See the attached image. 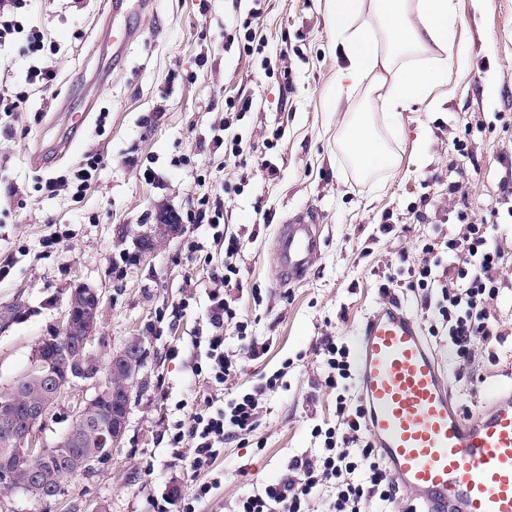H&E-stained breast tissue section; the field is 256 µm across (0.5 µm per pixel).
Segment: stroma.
<instances>
[{
  "mask_svg": "<svg viewBox=\"0 0 512 512\" xmlns=\"http://www.w3.org/2000/svg\"><path fill=\"white\" fill-rule=\"evenodd\" d=\"M258 18H249L252 6ZM454 45L463 58L417 102L379 124L395 167L359 173L341 145L349 112H380L376 95L357 88L339 109L329 93L342 65L326 0H152L130 19L109 18L108 0H26L15 17L39 29L50 51L29 54L23 33L0 43V86L27 98L24 111L0 112V305L21 303L0 332V388L24 368L39 341L54 334L71 289H102L95 351L108 358L140 338L145 364L132 387L121 448L87 476L70 482L52 512H153L190 486L185 452L163 439L164 424L182 419L213 389L196 375V346L208 321L213 273L237 274L226 289L238 320L265 354L238 370L221 390L245 392L262 375L291 366L262 401L258 428L226 439L203 480L221 485L199 512H235L238 499L277 480L289 459L315 448L314 426L336 422V393L325 383L320 337L356 350L366 315L390 288L413 314L418 294L384 283L401 254L417 258L437 227L453 228L457 211L476 221L497 216L491 235L505 255L496 276L501 339L480 342L472 377H458L451 352L436 343L449 386L466 411L512 377V0H453ZM130 23L137 42L113 57L98 81L96 47L104 22ZM250 22L257 51L229 42L224 30ZM52 70L51 84L30 82L33 68ZM248 111H240L242 102ZM89 112L85 132L65 158L39 169L30 159L69 134L71 116ZM239 147L244 163L227 154ZM102 158L90 188L48 193L46 179L68 176L87 154ZM224 201L225 237L241 241L226 255L206 224L182 218L204 197ZM319 215L321 256L299 281L282 285L273 240L288 214ZM179 232L137 260L135 238L161 217ZM393 225L384 233L383 225ZM56 235L60 242L46 247ZM202 243L192 253L188 241ZM189 299L181 318L173 303ZM78 382L40 426L55 445L79 402L92 397Z\"/></svg>",
  "mask_w": 512,
  "mask_h": 512,
  "instance_id": "1",
  "label": "stroma"
}]
</instances>
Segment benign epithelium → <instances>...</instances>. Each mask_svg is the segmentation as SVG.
Wrapping results in <instances>:
<instances>
[{
    "mask_svg": "<svg viewBox=\"0 0 512 512\" xmlns=\"http://www.w3.org/2000/svg\"><path fill=\"white\" fill-rule=\"evenodd\" d=\"M176 229L177 225L165 219L150 225L148 231L135 239L137 254L149 252L154 244L172 236ZM101 303L102 292L95 287L79 284L71 290L58 335L69 336L76 331L80 340L75 345L61 343L52 347L49 337H44L29 366L8 385L7 397L10 398L19 382L31 379L38 384V391L26 400L28 422L20 424L12 414L0 410V429L15 433L12 438L15 452L23 460L39 458L47 462L57 456V449L67 447L71 441L78 444L86 436L103 448L100 454H84L68 460L65 473L73 479L94 464L108 460L122 447L128 406L121 401V396L129 395L144 361L145 348L137 339L113 352L105 363L94 354ZM78 381H89L94 388L93 397L73 411L74 422L81 424V429H68L62 440L51 448L39 444L38 425L50 415L66 390ZM107 397L114 403L110 413L100 409L101 401ZM26 484L46 488L54 502L65 495L66 485L59 479L50 483L43 469L30 470Z\"/></svg>",
    "mask_w": 512,
    "mask_h": 512,
    "instance_id": "7a95c632",
    "label": "benign epithelium"
}]
</instances>
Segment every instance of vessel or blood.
<instances>
[{"mask_svg": "<svg viewBox=\"0 0 512 512\" xmlns=\"http://www.w3.org/2000/svg\"><path fill=\"white\" fill-rule=\"evenodd\" d=\"M320 252L314 212L276 237L279 283L300 280ZM356 395L366 429L405 512H512V381L467 413L418 318L401 301L374 309L359 331Z\"/></svg>", "mask_w": 512, "mask_h": 512, "instance_id": "vessel-or-blood-1", "label": "vessel or blood"}]
</instances>
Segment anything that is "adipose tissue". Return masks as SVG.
<instances>
[{
	"mask_svg": "<svg viewBox=\"0 0 512 512\" xmlns=\"http://www.w3.org/2000/svg\"><path fill=\"white\" fill-rule=\"evenodd\" d=\"M327 19L335 28L343 65L331 91L333 107H340L358 86L378 94L385 120L398 108L422 96L448 69L453 50L452 0H327ZM440 57L423 66L402 67V58L430 53ZM343 147L363 173L396 165L395 153L382 144L374 117L352 112L343 121Z\"/></svg>",
	"mask_w": 512,
	"mask_h": 512,
	"instance_id": "1",
	"label": "adipose tissue"
}]
</instances>
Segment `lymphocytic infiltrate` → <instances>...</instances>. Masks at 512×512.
Masks as SVG:
<instances>
[{
  "label": "lymphocytic infiltrate",
  "mask_w": 512,
  "mask_h": 512,
  "mask_svg": "<svg viewBox=\"0 0 512 512\" xmlns=\"http://www.w3.org/2000/svg\"><path fill=\"white\" fill-rule=\"evenodd\" d=\"M457 221L460 230L456 235L438 233L419 246L417 260L388 266L384 276L423 294L426 334L447 337L458 368L464 371L475 346L498 333L493 307L499 288L491 272L500 268L504 255L491 243L488 224L475 223L464 213L458 214ZM229 322L234 323L243 341L234 359L224 354V326ZM209 324L213 333L206 339L203 366L208 380L218 387L241 363L260 358L265 348L248 338L246 324L237 320L222 287L210 296ZM316 350L324 357L329 385L338 391L336 424L326 430L321 453L292 457L276 481L242 497L236 512H306L308 498L326 482L336 486L329 512H365L372 501L390 503L397 497L395 484L366 436L363 409L350 394L353 373L349 350L331 336L321 337ZM283 376L278 370L261 377L250 391L219 403L209 398L197 404L171 426L172 447L188 450L193 472L211 468L226 438L257 429L260 402L278 387Z\"/></svg>",
  "instance_id": "lymphocytic-infiltrate-1"
}]
</instances>
